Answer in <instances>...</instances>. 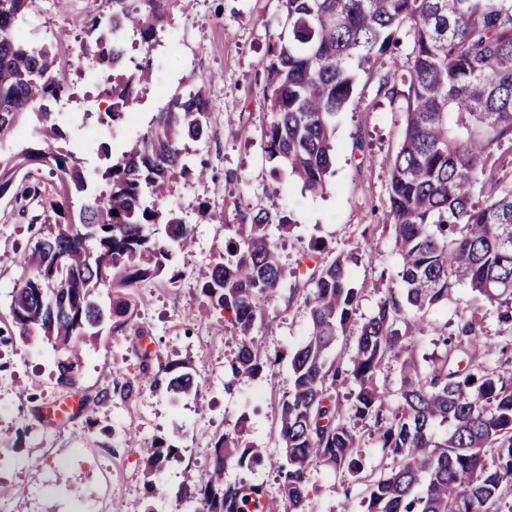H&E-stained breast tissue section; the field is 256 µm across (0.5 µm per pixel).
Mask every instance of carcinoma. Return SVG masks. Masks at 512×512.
<instances>
[{
	"label": "carcinoma",
	"instance_id": "carcinoma-1",
	"mask_svg": "<svg viewBox=\"0 0 512 512\" xmlns=\"http://www.w3.org/2000/svg\"><path fill=\"white\" fill-rule=\"evenodd\" d=\"M34 0H0V142L23 122L37 138L0 153V197L36 199L33 172L47 167L58 181L57 216L21 259L23 278L9 315L18 336L30 334L56 354L57 384L78 387L84 350L104 328L129 326L134 289L163 280L191 228L168 209L176 182L195 169L189 143L209 135V99L199 86L173 95L146 130L119 155L99 145L98 170L109 189L87 190L82 160L60 145L66 134L53 103L67 88L56 76L52 45L17 28ZM174 0H112L107 25L89 20L77 65L106 75L100 125L127 120L139 89L150 83V53ZM288 35L270 40L263 95L271 120L264 130L274 175L281 171L313 194L329 189L336 116L351 104L360 74L407 38L402 70L377 74L379 91L405 114L402 143L390 164L387 217L401 257L402 286L386 287L377 310L358 327L351 353L329 357L350 329L361 289L352 270L367 256L351 251L325 263L313 245L292 271L281 264L271 229L290 232L292 218L243 211L228 224L224 254L198 283L202 308L224 312L236 333L231 376L256 377L275 366L253 331L264 320L286 274L302 286L309 334L291 355V389L278 414L280 495L275 512H308L311 472L363 477V435L373 421L389 473L367 485L363 512H512V341L491 346L484 322L512 327V158L495 156L512 143V0H276ZM138 32L141 61L127 63L126 31ZM117 214H112V211ZM163 228L156 238L151 230ZM484 297L483 310H462L453 332L429 318L459 285ZM442 342L434 359L422 339ZM400 364L398 403L375 378ZM164 385L196 396L191 363L170 360ZM205 477L176 499L193 512H259L241 494L245 481L224 482L232 463L262 466L260 449L244 440L243 421L208 449ZM180 457L165 440L151 446L152 475Z\"/></svg>",
	"mask_w": 512,
	"mask_h": 512
}]
</instances>
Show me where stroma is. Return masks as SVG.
<instances>
[{"mask_svg": "<svg viewBox=\"0 0 512 512\" xmlns=\"http://www.w3.org/2000/svg\"><path fill=\"white\" fill-rule=\"evenodd\" d=\"M275 0H174L165 32L153 47V80L134 106L133 123L111 133L99 125L98 90L76 64L78 41L88 21L109 17L112 0H34L18 25L38 31L52 43L59 78L73 93L65 108L69 146L86 170L99 164L97 147L113 151L143 132L152 114L186 80L201 85L210 102V136L191 146L194 160H205L207 179L180 180L168 200L193 233V244L177 253L172 265L179 277L137 291L131 327L126 333L103 331L85 358L79 388L56 385L55 355L41 341L14 335L8 306L21 283L20 259L54 223L49 197L0 199V449H9L14 468L0 472V491L13 493L14 512H186L175 498L183 483L204 477L207 448L237 420L245 439L264 452V464L251 474L268 494H277L278 411L290 390L289 360L308 333L307 310L286 280L265 308L255 336L277 365L258 377L228 380L227 366L236 351L224 314L200 316L198 283L224 250L225 227L237 223V209L290 214L295 222L280 252L295 267L309 246L321 243L324 261L354 250H367L352 277L363 285L359 318L374 312L381 296L377 280L398 285L400 258L391 228L384 225L388 166L402 140L405 115L378 92L376 72L405 59L401 44L395 57H383L375 74L361 75L355 99L336 118L334 174L326 194L304 191L287 174H274L265 152L264 128L270 114L262 94V60L269 38L278 30ZM183 35L177 47L168 38ZM236 181H225L226 172ZM150 360H142V353ZM191 359L201 382L198 398H173L155 378L163 365ZM133 385L124 395L125 385ZM98 400L95 416L82 413L51 423L46 411L70 397ZM182 449L146 485L144 460L154 441ZM345 476L326 468L312 474L316 493L310 512H362V488L343 496Z\"/></svg>", "mask_w": 512, "mask_h": 512, "instance_id": "obj_1", "label": "stroma"}]
</instances>
